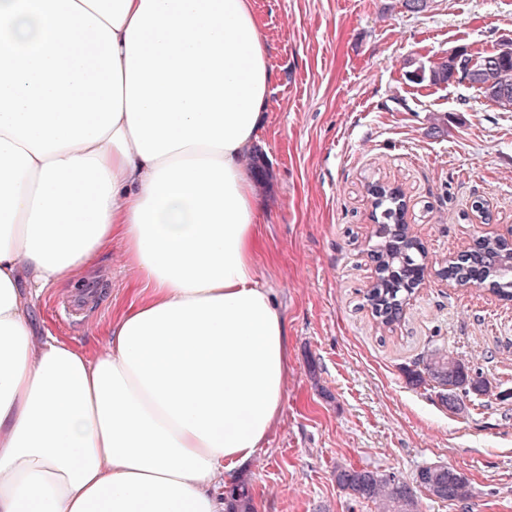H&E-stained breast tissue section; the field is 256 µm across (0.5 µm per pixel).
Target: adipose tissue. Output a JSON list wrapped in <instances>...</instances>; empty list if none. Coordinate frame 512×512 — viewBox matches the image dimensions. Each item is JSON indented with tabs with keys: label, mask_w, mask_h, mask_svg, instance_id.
<instances>
[{
	"label": "adipose tissue",
	"mask_w": 512,
	"mask_h": 512,
	"mask_svg": "<svg viewBox=\"0 0 512 512\" xmlns=\"http://www.w3.org/2000/svg\"><path fill=\"white\" fill-rule=\"evenodd\" d=\"M271 80L252 0H0V512H224L288 388L244 165ZM113 244L104 349L35 336L21 271Z\"/></svg>",
	"instance_id": "ef3b65f1"
}]
</instances>
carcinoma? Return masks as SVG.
Wrapping results in <instances>:
<instances>
[{
  "instance_id": "cac0c4a2",
  "label": "carcinoma",
  "mask_w": 512,
  "mask_h": 512,
  "mask_svg": "<svg viewBox=\"0 0 512 512\" xmlns=\"http://www.w3.org/2000/svg\"><path fill=\"white\" fill-rule=\"evenodd\" d=\"M411 78L442 84L455 78L462 81L466 75H455L448 62L442 60L427 69H415ZM477 88L492 102L502 97L512 100V56L493 58ZM368 191L373 198V208L380 211V216L377 217L376 242L370 249L375 279L366 293V301L380 323L388 326L401 317L412 296L415 279L428 273L429 259L421 242L405 232L402 190L376 181L368 186ZM446 274L448 280L460 286H485L511 301L512 241L480 235L458 259L448 261ZM405 374L410 384L434 389L450 412L460 411L464 399L485 395L490 388L489 380L482 374H471L462 360L436 348L421 356L416 367L407 368ZM334 477L339 489L372 502L377 512H418L416 491L419 489L441 501L462 502L468 498V478L448 465L423 467L409 480L393 472L338 465ZM224 501L228 512H253L252 497L244 484L228 487Z\"/></svg>"
}]
</instances>
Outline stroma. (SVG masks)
Instances as JSON below:
<instances>
[{
  "mask_svg": "<svg viewBox=\"0 0 512 512\" xmlns=\"http://www.w3.org/2000/svg\"><path fill=\"white\" fill-rule=\"evenodd\" d=\"M268 46L270 94L252 166L261 230L276 262L263 275L287 322L281 419L238 467L254 512H376L341 491L336 464L411 478L447 464L470 483L466 503L419 492L420 512H512V302L436 274L474 236L512 225V108L468 82L409 81L464 49L512 41V0H253ZM401 186L406 222L433 268L399 321L385 326L365 294L374 280L369 183ZM485 203V213L473 210ZM100 314L81 328L58 305L74 284L43 289L31 318L91 352L134 297L119 247L103 249ZM441 348L487 377L490 395L459 413L404 375Z\"/></svg>",
  "mask_w": 512,
  "mask_h": 512,
  "instance_id": "obj_1",
  "label": "stroma"
}]
</instances>
